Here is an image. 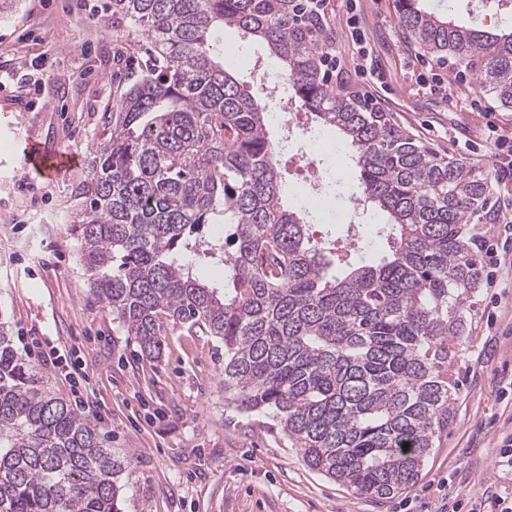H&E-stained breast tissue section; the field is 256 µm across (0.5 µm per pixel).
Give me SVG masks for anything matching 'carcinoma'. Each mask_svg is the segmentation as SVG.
<instances>
[{
  "instance_id": "1",
  "label": "carcinoma",
  "mask_w": 512,
  "mask_h": 512,
  "mask_svg": "<svg viewBox=\"0 0 512 512\" xmlns=\"http://www.w3.org/2000/svg\"><path fill=\"white\" fill-rule=\"evenodd\" d=\"M395 2L415 43L512 108V30ZM296 12L297 0H112V23L142 32L147 60L93 149L67 231L89 291L146 356H161L166 321L217 338L240 411L273 415L308 467L384 500L418 480L448 427V369L479 285L469 222L492 172L433 154L346 80L324 81L333 36ZM224 26L276 58L316 127L352 151L364 207L386 216L380 263L329 274L332 249L284 207L267 113L212 41ZM206 224L234 231L201 249ZM203 259L227 266L223 294L198 276ZM125 468L93 422L32 385L0 323V512H121Z\"/></svg>"
}]
</instances>
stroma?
<instances>
[{"instance_id": "1", "label": "stroma", "mask_w": 512, "mask_h": 512, "mask_svg": "<svg viewBox=\"0 0 512 512\" xmlns=\"http://www.w3.org/2000/svg\"><path fill=\"white\" fill-rule=\"evenodd\" d=\"M0 0V321L30 364L38 388L63 396L93 420L105 447L127 455L120 477L123 512H445L497 495L512 501V475L496 466L497 438L512 431V292L479 286L468 331L450 368L457 387L451 419L418 481L377 503L309 468L270 418L239 412L224 391V346L167 325L159 358L143 356L124 327L89 293L77 239L66 220L80 208L74 190L85 180L93 144L126 80L140 68L128 52L139 34L112 25V0ZM425 9L488 32L512 27V15L478 0H423ZM371 47L377 93L396 128L438 156L497 169L499 151L486 140L494 122L512 143V110L480 91L463 64L422 51L398 24L394 0H359ZM339 71L360 89L357 50L342 0H329ZM217 39L232 49L233 69L265 111L279 108L252 77L258 43L227 27ZM438 69L448 90L435 88ZM295 113L284 112L272 138L287 137L279 165L283 202L302 210L306 170L287 158L303 151L322 172L330 209L313 215L315 240L346 245L349 223L360 232L384 223L374 209L356 210L353 163L325 162L322 146L300 140ZM49 152L71 150L80 165L47 178L25 168L21 142ZM512 211V178L490 185L487 210L475 217L481 240H494ZM347 246V245H346Z\"/></svg>"}]
</instances>
